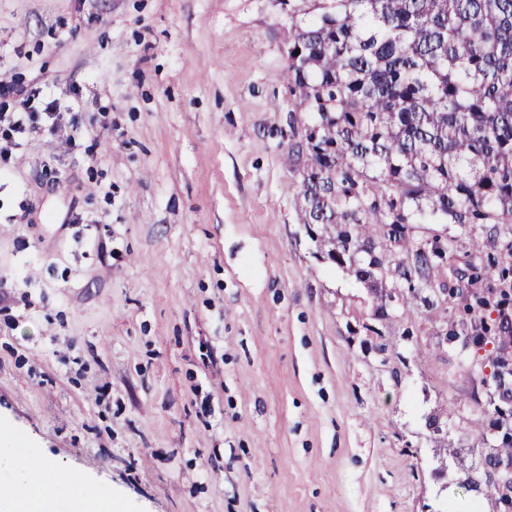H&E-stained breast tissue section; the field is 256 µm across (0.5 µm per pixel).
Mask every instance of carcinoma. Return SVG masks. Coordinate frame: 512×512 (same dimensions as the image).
<instances>
[{
  "mask_svg": "<svg viewBox=\"0 0 512 512\" xmlns=\"http://www.w3.org/2000/svg\"><path fill=\"white\" fill-rule=\"evenodd\" d=\"M284 79L297 218L319 253L370 288L382 318L415 302L478 343L457 361L491 439L512 324V0H288ZM430 224H460L443 236ZM491 505L509 485L486 480Z\"/></svg>",
  "mask_w": 512,
  "mask_h": 512,
  "instance_id": "carcinoma-1",
  "label": "carcinoma"
}]
</instances>
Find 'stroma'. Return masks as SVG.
<instances>
[{"label": "stroma", "mask_w": 512, "mask_h": 512, "mask_svg": "<svg viewBox=\"0 0 512 512\" xmlns=\"http://www.w3.org/2000/svg\"><path fill=\"white\" fill-rule=\"evenodd\" d=\"M287 36L280 0H0V83L64 108L0 171V422L119 512H471L437 314L370 340L297 220Z\"/></svg>", "instance_id": "obj_1"}]
</instances>
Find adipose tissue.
Masks as SVG:
<instances>
[{"mask_svg": "<svg viewBox=\"0 0 512 512\" xmlns=\"http://www.w3.org/2000/svg\"><path fill=\"white\" fill-rule=\"evenodd\" d=\"M29 440L0 424V512H111L110 484L42 462L32 473Z\"/></svg>", "mask_w": 512, "mask_h": 512, "instance_id": "adipose-tissue-1", "label": "adipose tissue"}]
</instances>
